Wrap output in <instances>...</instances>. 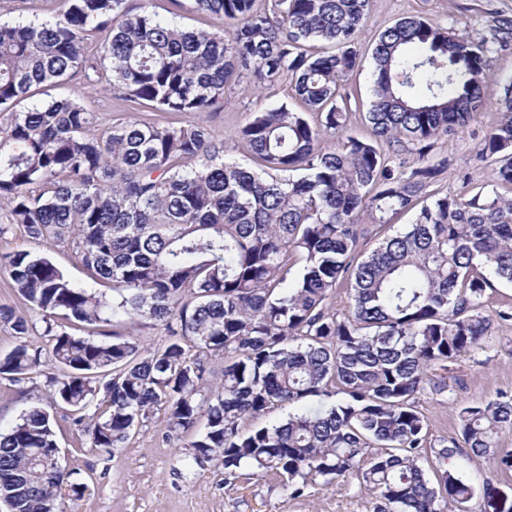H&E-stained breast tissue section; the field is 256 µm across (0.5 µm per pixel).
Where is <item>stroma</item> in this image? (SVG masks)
<instances>
[{
    "instance_id": "stroma-1",
    "label": "stroma",
    "mask_w": 512,
    "mask_h": 512,
    "mask_svg": "<svg viewBox=\"0 0 512 512\" xmlns=\"http://www.w3.org/2000/svg\"><path fill=\"white\" fill-rule=\"evenodd\" d=\"M493 15L512 19V0H371L366 23L358 37L361 65L343 83L349 94V119L346 134L369 137L365 116L372 100V78L368 57L379 32L401 17L420 16L450 28L457 35L475 38L486 31ZM512 80V47L495 50L491 55V74L484 86V108L464 130L440 136L434 142L433 156L444 157L448 166L438 174L428 189L429 196L441 197L463 190L464 176L473 184L489 181L492 162L478 161L484 136L504 99L505 86ZM79 94L83 104L97 117L104 129L135 118L147 123L173 126L189 124V115L159 112L143 106L129 110L113 93L89 86L79 79L40 86L32 99L46 102ZM297 112L304 104L290 92L288 82L257 87L242 82L224 89L223 107L208 113L205 121L216 140L224 144V158L246 167L257 161L239 133L253 112L281 103ZM20 249L47 257L71 279L84 283L86 270L75 259L69 246H49L28 236L15 224L0 236V255ZM457 380L451 396L424 388L417 396L433 438H451L459 434V422L453 403L480 404L496 398L502 391H512V322L496 323L483 350L464 355L451 366ZM54 419L60 448V463L87 484L83 497L75 501L74 512H371L373 494L357 479L327 483L316 481L298 497L287 495L279 479L239 478L225 482L224 470L207 465L185 473L182 448L168 441L164 409H155L140 431L132 435L125 448L107 453L92 448L87 435L77 432L66 409L47 407Z\"/></svg>"
}]
</instances>
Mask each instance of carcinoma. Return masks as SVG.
<instances>
[{
	"instance_id": "cac0c4a2",
	"label": "carcinoma",
	"mask_w": 512,
	"mask_h": 512,
	"mask_svg": "<svg viewBox=\"0 0 512 512\" xmlns=\"http://www.w3.org/2000/svg\"><path fill=\"white\" fill-rule=\"evenodd\" d=\"M64 15L0 22V203L7 223L30 237L67 242L94 281L73 282L48 258L26 250L0 256V271L38 314L52 399L92 447H124L156 407L169 434L192 435L187 469L216 462L230 483L244 470L272 474L292 496L322 478L354 476L374 494L373 512H512V485L474 483L445 467L455 456L498 448L512 430V393L458 407L460 436L432 440L416 395L463 354L484 348L492 322V278L512 282V87L478 159L507 162L471 195L420 207L403 231L364 258L360 215L384 226L417 207L447 165L409 166L434 139L464 128L483 109L490 53L512 45V20L494 17L490 36L463 38L422 17L382 31L371 52L372 138L343 129L342 81L359 67L356 40L370 0H192L231 22L195 31L127 0H67ZM100 34L92 50L88 32ZM76 75L135 110L202 116L224 102V87L283 78L313 125L288 105L253 113L240 137L261 171L224 161V144L203 120L173 127L135 118L90 132L96 116L78 98L16 110L34 87ZM349 280L346 311L330 302ZM0 322L26 336L35 323L0 307ZM93 327L101 339L66 324ZM149 324L168 336L147 349L133 337ZM224 357V379L204 385V359ZM42 350L22 342L0 356V374L30 395ZM312 397L320 402L308 404ZM288 406L278 423L245 421ZM53 420L32 405L0 429V499L10 512H67L88 489L55 461ZM433 475H428V472ZM507 495L506 505L500 504Z\"/></svg>"
}]
</instances>
